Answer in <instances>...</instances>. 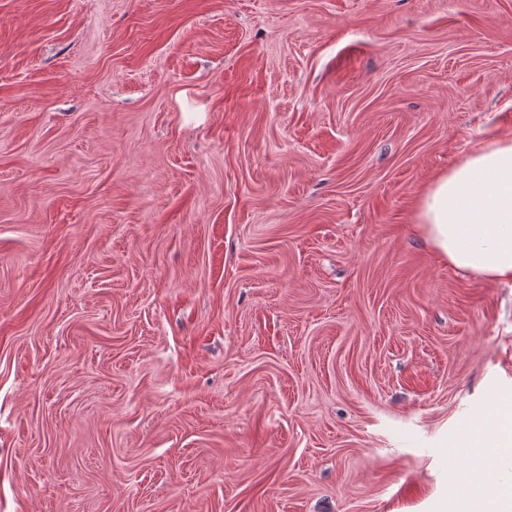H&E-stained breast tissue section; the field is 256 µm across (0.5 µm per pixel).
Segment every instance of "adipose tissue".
<instances>
[{
	"mask_svg": "<svg viewBox=\"0 0 512 512\" xmlns=\"http://www.w3.org/2000/svg\"><path fill=\"white\" fill-rule=\"evenodd\" d=\"M416 225L463 274L512 281V138L484 144L420 197Z\"/></svg>",
	"mask_w": 512,
	"mask_h": 512,
	"instance_id": "1",
	"label": "adipose tissue"
}]
</instances>
